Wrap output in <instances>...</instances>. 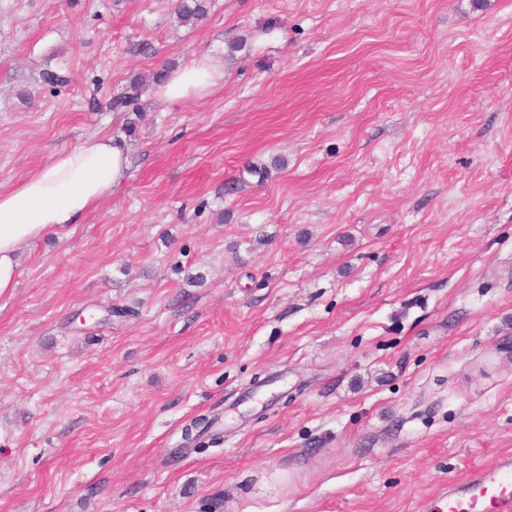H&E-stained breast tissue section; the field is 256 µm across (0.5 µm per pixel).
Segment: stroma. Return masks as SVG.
<instances>
[{"label": "stroma", "mask_w": 512, "mask_h": 512, "mask_svg": "<svg viewBox=\"0 0 512 512\" xmlns=\"http://www.w3.org/2000/svg\"><path fill=\"white\" fill-rule=\"evenodd\" d=\"M175 3L0 0V187L130 156L0 296V512H429L512 453V0ZM176 6L177 18L182 23H194L207 13L204 0H179ZM224 82V58L205 54L188 64L167 72L155 93L171 100L201 98L211 94Z\"/></svg>", "instance_id": "35a3bbf8"}]
</instances>
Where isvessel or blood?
Listing matches in <instances>:
<instances>
[{"instance_id": "obj_1", "label": "vessel or blood", "mask_w": 512, "mask_h": 512, "mask_svg": "<svg viewBox=\"0 0 512 512\" xmlns=\"http://www.w3.org/2000/svg\"><path fill=\"white\" fill-rule=\"evenodd\" d=\"M445 501L447 512H512V454L449 483Z\"/></svg>"}]
</instances>
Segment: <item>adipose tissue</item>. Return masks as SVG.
<instances>
[{
  "mask_svg": "<svg viewBox=\"0 0 512 512\" xmlns=\"http://www.w3.org/2000/svg\"><path fill=\"white\" fill-rule=\"evenodd\" d=\"M223 82V58L205 54L168 71L155 93L171 100L201 98ZM128 169L120 142L94 136L54 155L31 177L0 188V295L15 288L26 247L78 223L111 195Z\"/></svg>",
  "mask_w": 512,
  "mask_h": 512,
  "instance_id": "ef3b65f1",
  "label": "adipose tissue"
}]
</instances>
